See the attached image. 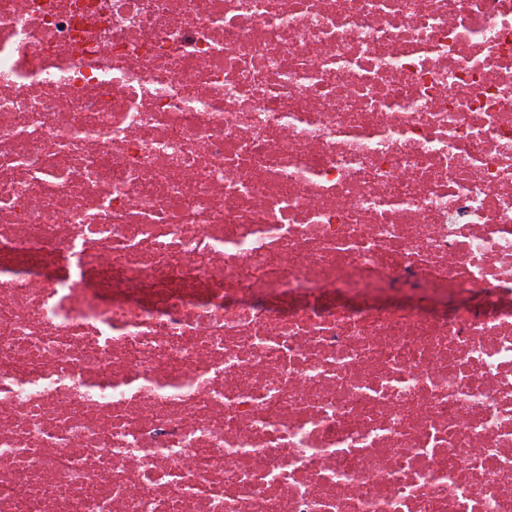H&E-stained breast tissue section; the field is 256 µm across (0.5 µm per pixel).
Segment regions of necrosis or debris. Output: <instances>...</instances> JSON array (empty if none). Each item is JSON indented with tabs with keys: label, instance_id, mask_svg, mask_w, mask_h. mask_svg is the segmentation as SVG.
I'll use <instances>...</instances> for the list:
<instances>
[{
	"label": "necrosis or debris",
	"instance_id": "necrosis-or-debris-1",
	"mask_svg": "<svg viewBox=\"0 0 512 512\" xmlns=\"http://www.w3.org/2000/svg\"><path fill=\"white\" fill-rule=\"evenodd\" d=\"M0 512H512V0H0Z\"/></svg>",
	"mask_w": 512,
	"mask_h": 512
}]
</instances>
